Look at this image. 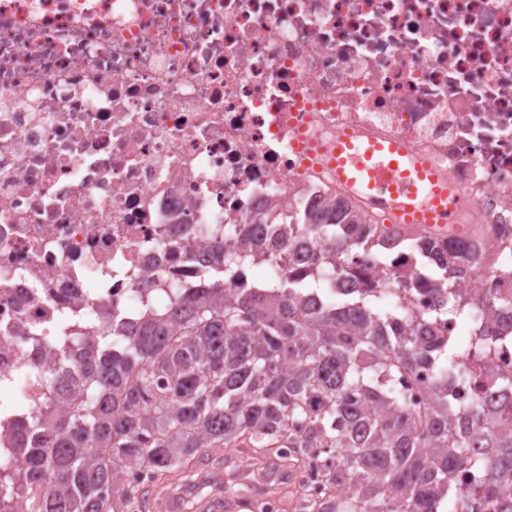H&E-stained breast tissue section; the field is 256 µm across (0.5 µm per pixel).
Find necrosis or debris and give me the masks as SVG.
<instances>
[{
  "label": "necrosis or debris",
  "mask_w": 512,
  "mask_h": 512,
  "mask_svg": "<svg viewBox=\"0 0 512 512\" xmlns=\"http://www.w3.org/2000/svg\"><path fill=\"white\" fill-rule=\"evenodd\" d=\"M343 136L449 179L453 223L415 235L478 243L449 294L408 252L409 292L370 248L350 267L460 345L503 337L494 367L512 375V321L482 307L462 337L455 317L459 296L512 298V0H0V411L41 397L32 328L53 368L65 311L134 321L199 287L209 225L340 198L385 224L328 162Z\"/></svg>",
  "instance_id": "1"
}]
</instances>
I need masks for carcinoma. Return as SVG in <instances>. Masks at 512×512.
Here are the masks:
<instances>
[{
    "instance_id": "carcinoma-1",
    "label": "carcinoma",
    "mask_w": 512,
    "mask_h": 512,
    "mask_svg": "<svg viewBox=\"0 0 512 512\" xmlns=\"http://www.w3.org/2000/svg\"><path fill=\"white\" fill-rule=\"evenodd\" d=\"M274 233L268 248L257 232L224 225V245L201 268L208 287L175 288L163 311L148 307L134 324L116 318L104 333L91 316H73L74 350L60 372L43 369L41 339L31 337L25 363L44 394L15 430L36 444L0 464V512H138L159 476L224 446L275 449L263 466L224 477V494L251 498L255 512H270L260 487L292 481L323 449L334 455L318 475L321 497L297 499L294 512H458L459 476L475 470L484 479L469 486L466 512H481L512 484V405L477 391L454 400L461 350L454 337L431 338L441 314L391 309L372 284L336 298V275L359 245L380 247L386 265L405 249L422 262L440 257L447 290L461 242L451 254L430 250L339 204ZM312 233L328 247L306 275L277 291L239 283ZM422 365L432 394L419 416L399 380ZM129 472L143 480L124 482Z\"/></svg>"
}]
</instances>
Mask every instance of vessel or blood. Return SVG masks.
Returning a JSON list of instances; mask_svg holds the SVG:
<instances>
[{"instance_id":"1","label":"vessel or blood","mask_w":512,"mask_h":512,"mask_svg":"<svg viewBox=\"0 0 512 512\" xmlns=\"http://www.w3.org/2000/svg\"><path fill=\"white\" fill-rule=\"evenodd\" d=\"M328 154L337 178L388 209L392 220L433 225L450 221L458 198L449 183L398 143L361 145L338 139ZM149 512H180L181 494L175 489L150 493ZM248 500H228L223 490L202 496L197 512H247Z\"/></svg>"}]
</instances>
